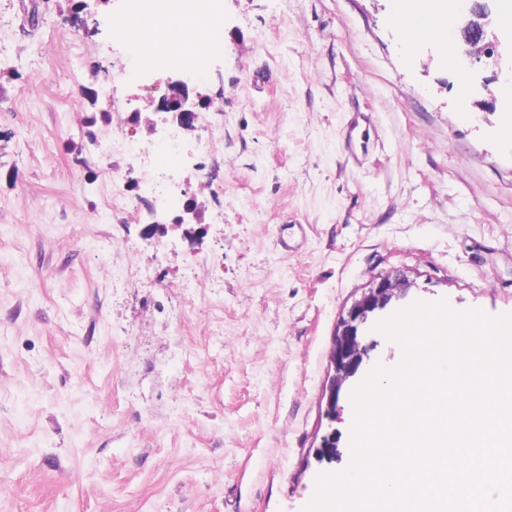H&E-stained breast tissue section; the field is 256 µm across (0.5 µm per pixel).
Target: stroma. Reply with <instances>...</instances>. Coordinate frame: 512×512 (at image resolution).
Masks as SVG:
<instances>
[{"label": "stroma", "instance_id": "1", "mask_svg": "<svg viewBox=\"0 0 512 512\" xmlns=\"http://www.w3.org/2000/svg\"><path fill=\"white\" fill-rule=\"evenodd\" d=\"M224 49L172 62L209 97L224 222L198 245L144 238L148 201L114 215L84 90L113 54L126 98L145 66L116 30L128 0H0V512H305L352 464L355 408L322 390L340 318L371 281L408 304L512 315V147L492 67L475 105L435 44L409 56L391 0H223ZM297 239V250L280 245ZM224 278L205 273L213 259ZM132 272L112 280V266ZM339 453L319 459L324 436Z\"/></svg>", "mask_w": 512, "mask_h": 512}]
</instances>
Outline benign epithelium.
<instances>
[{
  "label": "benign epithelium",
  "instance_id": "7a95c632",
  "mask_svg": "<svg viewBox=\"0 0 512 512\" xmlns=\"http://www.w3.org/2000/svg\"><path fill=\"white\" fill-rule=\"evenodd\" d=\"M489 0H456V8L464 15L485 16L488 14ZM489 22L471 23L463 29V41L467 49L463 50L460 66L466 69L480 59L481 49L485 55L494 56L498 40L489 39ZM410 289V283L400 275L387 274L356 299L340 322L339 330L333 340L329 359L333 374L325 385L322 399L328 417L336 416L341 392L362 372L368 358V348L363 344L370 325L387 318L397 304L404 299Z\"/></svg>",
  "mask_w": 512,
  "mask_h": 512
}]
</instances>
